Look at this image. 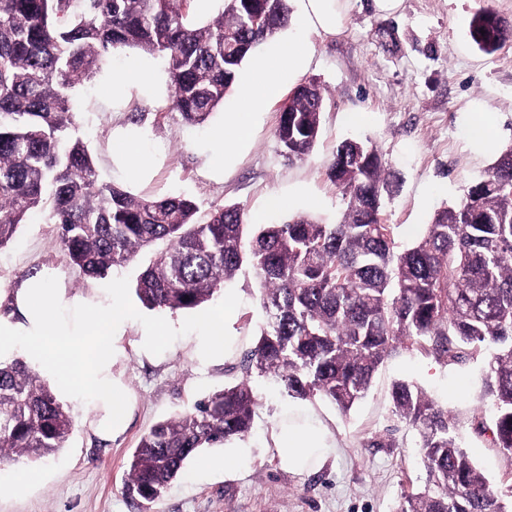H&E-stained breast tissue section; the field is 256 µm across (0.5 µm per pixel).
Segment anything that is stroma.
<instances>
[{"mask_svg":"<svg viewBox=\"0 0 512 512\" xmlns=\"http://www.w3.org/2000/svg\"><path fill=\"white\" fill-rule=\"evenodd\" d=\"M487 7L512 19V0H403L400 11L391 16L376 13L373 0H349L342 30L311 40L313 63L303 77L322 85L326 107L319 138L302 161L291 163L283 155L275 136L280 107L275 101L257 119L249 146L225 170L223 182L206 178L213 131L238 105L234 91L222 110L203 124L190 125L164 100L135 98L126 111H103L99 83L92 80L75 90L76 133L89 145L100 180L116 184L120 178L110 164L109 129L129 122L131 113L141 114L147 130L143 149L163 154L164 162L152 181L135 186V193L182 194L204 213L236 204L252 224L279 221L281 212L266 211L265 204L288 193L298 196L292 214H311L327 223L340 220L346 201L327 179L326 169L342 141L370 140L386 162L393 185L381 217L393 225L404 246L430 223L436 210L460 203L498 153L512 146V42L486 54L469 35L472 18ZM480 108L494 111L499 128L498 140L486 148L475 147L470 134L471 115ZM356 111L364 115L362 124L348 119ZM148 258L144 251L108 277L85 276L70 265L54 225L38 214L0 248L1 297L47 263L59 267L68 287L79 291L121 284L131 316L122 369L137 398L127 432L108 445L99 443L88 428V401L69 400L76 430L63 450L37 463L22 460L0 466L16 481L29 484L24 493L1 494L0 512H399L404 494L419 487L425 472L413 431L389 410L388 390L397 379L417 383L456 415L466 451L490 481L504 486L512 480V462L471 423L480 398L478 363L442 367L419 353L402 352L384 364L368 397L350 412L314 402L337 444L325 465L301 473L279 467L270 448L271 434L297 401L272 378L255 374L248 379L258 398L254 428L246 437L252 455L241 460L233 475L185 476L159 501L143 505L124 491L140 437L156 422L239 382L240 358L265 320L256 279L250 272L240 273L225 288L236 301L229 329L236 342L222 365L200 366L190 354L191 342L201 332L202 317L223 302L218 299L189 313L145 309L134 286ZM164 320L173 322L175 331L162 353L146 357L138 350L139 336ZM378 432L388 435L391 446H371L370 438Z\"/></svg>","mask_w":512,"mask_h":512,"instance_id":"1","label":"stroma"}]
</instances>
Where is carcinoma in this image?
I'll return each instance as SVG.
<instances>
[{
    "label": "carcinoma",
    "mask_w": 512,
    "mask_h": 512,
    "mask_svg": "<svg viewBox=\"0 0 512 512\" xmlns=\"http://www.w3.org/2000/svg\"><path fill=\"white\" fill-rule=\"evenodd\" d=\"M191 2L0 0V246L39 212L87 276L105 277L161 244L134 288L149 310L191 312L247 266L266 321L240 361L243 374L270 376L289 396L345 414L400 351L444 367L475 361L490 409L475 407L472 420L512 459V147L400 250L380 218L385 162L359 140L343 142L327 169L346 200L336 224L298 215L250 225L235 205L199 220L189 198L99 181L88 146L71 134L72 91L112 52L135 46L163 58L169 108L202 123L224 105L243 64L290 22L288 0H222L205 22ZM470 36L491 54L512 41V20L484 8ZM325 101L309 79L281 104L275 134L289 160L312 151ZM390 398L392 415L416 432L426 474L400 512H512V485H493L474 464L446 408L402 380ZM257 405L242 380L156 423L131 456L126 491L156 501L201 449L246 436ZM73 429L37 371L21 358L0 361V461L52 456Z\"/></svg>",
    "instance_id": "obj_1"
}]
</instances>
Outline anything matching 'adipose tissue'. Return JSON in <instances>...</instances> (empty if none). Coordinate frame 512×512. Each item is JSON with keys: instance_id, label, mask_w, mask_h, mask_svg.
<instances>
[{"instance_id": "obj_1", "label": "adipose tissue", "mask_w": 512, "mask_h": 512, "mask_svg": "<svg viewBox=\"0 0 512 512\" xmlns=\"http://www.w3.org/2000/svg\"><path fill=\"white\" fill-rule=\"evenodd\" d=\"M299 16L316 36L336 34L343 26L347 0H297ZM313 56L303 44L277 40L259 55L242 78L241 106L226 117L213 136L205 172L211 179L224 177L229 166L250 141L257 116L278 99L287 80L305 72ZM106 110L119 111L132 98L160 95L166 74L154 60L137 61L124 75L103 71L100 76ZM145 133L118 127L110 136V155L117 175L125 182L143 184L157 166L144 152ZM119 288L91 293L68 288L63 275L52 266L19 280L12 288L7 310L0 314V354L16 342H24L32 360L52 370L63 393L89 399L93 436L112 442L126 430L134 400L120 367L125 353L127 313ZM235 315L232 305L205 318L203 332L191 353L201 364L220 365L229 338L226 325ZM304 423H279L272 443L283 469L296 472L327 462L334 454L335 439L326 423L313 411H304Z\"/></svg>"}]
</instances>
